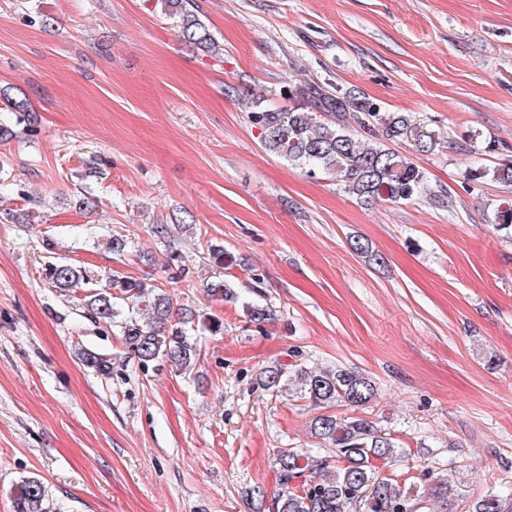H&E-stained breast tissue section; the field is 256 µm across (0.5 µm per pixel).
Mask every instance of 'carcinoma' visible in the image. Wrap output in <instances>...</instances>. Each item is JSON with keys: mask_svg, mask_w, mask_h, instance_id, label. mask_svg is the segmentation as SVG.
<instances>
[{"mask_svg": "<svg viewBox=\"0 0 512 512\" xmlns=\"http://www.w3.org/2000/svg\"><path fill=\"white\" fill-rule=\"evenodd\" d=\"M160 10L180 20L186 44L214 54L219 46L196 13L194 0H154ZM283 93L302 99L291 112L260 110L251 113L264 147L289 163L309 172L331 173L345 190L364 203L399 202L419 196L426 188L424 168L378 142L394 141L410 127L401 113L382 112L378 105L350 90H326L314 83L283 87ZM0 109L13 114L21 124L29 120L26 100L0 88ZM359 125L356 131L353 125ZM492 223L512 229V201L493 214ZM352 250L376 263L381 255L369 242L357 239ZM48 277L53 287L68 291L87 280L83 271L68 264H55ZM115 288L124 294L129 310L117 306L112 293L92 289L85 295L88 315L100 323L120 324L121 343L130 358L142 365L162 362L180 372L192 368L197 348L190 331L200 327L213 335L224 331L217 315L196 320L182 312L162 288L127 278ZM213 300L234 301L235 289L226 279L206 285ZM246 316L255 323L272 320L268 306L247 303ZM78 359L102 376L112 374V358L79 348ZM264 391L277 394L295 387L311 406L321 410L310 423L311 434L324 442L330 453L315 456L302 448H280L276 454L281 491L268 503L269 512H448V483L437 481L429 488L403 489L397 479L382 474L380 464L402 454L391 435L360 417H338L330 409L339 405L360 408L375 396L376 386L367 375L345 367L309 368L286 364L267 366L256 377ZM46 490L35 477L25 478L13 490L14 512H44ZM512 504L496 495H486L476 512H509Z\"/></svg>", "mask_w": 512, "mask_h": 512, "instance_id": "obj_1", "label": "carcinoma"}]
</instances>
